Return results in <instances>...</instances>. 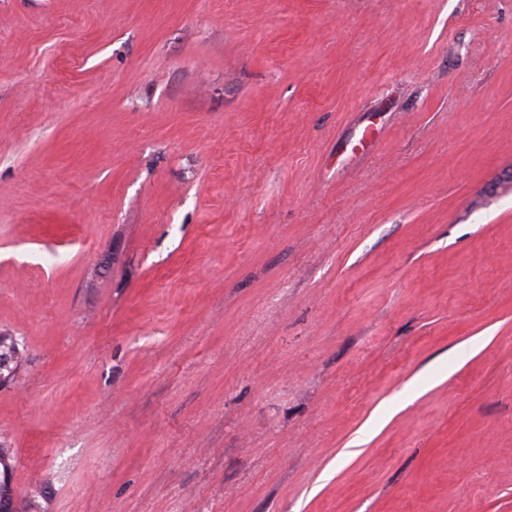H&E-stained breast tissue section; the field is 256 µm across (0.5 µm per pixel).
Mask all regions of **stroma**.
<instances>
[{"instance_id": "obj_1", "label": "stroma", "mask_w": 512, "mask_h": 512, "mask_svg": "<svg viewBox=\"0 0 512 512\" xmlns=\"http://www.w3.org/2000/svg\"><path fill=\"white\" fill-rule=\"evenodd\" d=\"M511 166L512 0H0L17 497L512 512Z\"/></svg>"}]
</instances>
